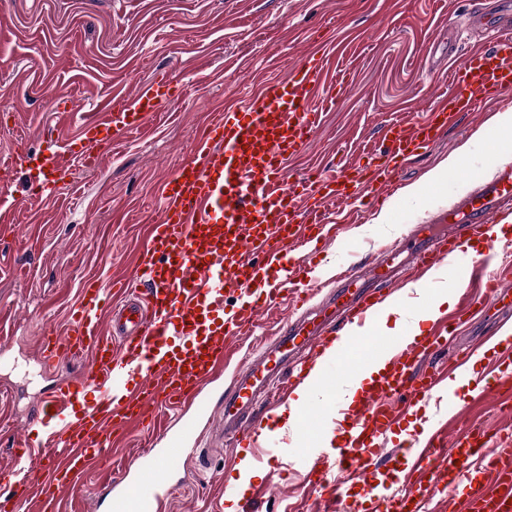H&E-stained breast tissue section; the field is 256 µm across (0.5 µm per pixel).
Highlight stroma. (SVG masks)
<instances>
[{
    "mask_svg": "<svg viewBox=\"0 0 512 512\" xmlns=\"http://www.w3.org/2000/svg\"><path fill=\"white\" fill-rule=\"evenodd\" d=\"M473 7L474 0H0V155L20 141L44 147L48 127L62 138L74 133L75 122L53 110L57 96H69L88 112L111 94L133 92L159 70L168 71L181 91L146 132L103 151L97 167L79 173L74 184L35 196L24 174L15 176L17 231L0 239V268L8 270L0 275V302L15 308L5 338L10 353L0 357V408L13 410L11 432L24 430L56 383L36 361L45 327L67 321L86 280L126 272L141 226L156 217L158 186L188 158L209 119L322 48L330 57L329 75L348 74L349 85L290 170L332 171L355 163L381 148L385 123L420 116L449 89L439 36L448 24L462 25ZM509 108L512 93L477 97L474 112L398 175L401 187L421 183L428 206L418 208L401 193L365 199L362 222L313 253L312 278L327 282L337 265L369 260L371 241L400 236L492 175L512 152V136L492 130L491 118ZM467 142L471 153L454 167L458 186L444 179L424 182L426 172ZM383 209L391 223H376ZM486 252V243L478 242L475 252L459 253L449 271L425 280V294L453 291L443 317L458 312L475 257ZM499 320L490 310L461 325L448 349L428 358L427 366L440 365ZM481 374L491 385L507 384L512 363L487 351L474 370L456 375L446 404H413L387 435L386 449L407 447L409 435L458 413L484 422L496 434L495 446L511 445L512 422L492 403L473 402L470 378ZM316 414L306 411L301 436L285 441L273 434V443L284 449L259 463L261 476L250 487L237 489L242 512L326 508L324 499L304 496V457L321 432ZM200 447L199 455L177 462L162 512H214L223 484L235 483L240 460L220 438L204 434ZM259 485L266 489L261 497Z\"/></svg>",
    "mask_w": 512,
    "mask_h": 512,
    "instance_id": "stroma-1",
    "label": "stroma"
}]
</instances>
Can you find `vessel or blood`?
I'll return each instance as SVG.
<instances>
[{"instance_id":"vessel-or-blood-1","label":"vessel or blood","mask_w":512,"mask_h":512,"mask_svg":"<svg viewBox=\"0 0 512 512\" xmlns=\"http://www.w3.org/2000/svg\"><path fill=\"white\" fill-rule=\"evenodd\" d=\"M466 28L489 47L451 68L453 90L424 116L386 124L382 148L366 163L331 174L288 169L344 89L343 82L326 81L321 50L207 124L189 157L160 184L159 217L144 225L130 270L119 279H89L67 324L44 332L37 361L61 377L31 415L27 433L11 437L14 462L0 466L9 512H78L82 478L96 464L107 488L106 512H155L173 464L201 425L218 431L227 446L272 453L261 406L288 401L336 327L359 332L379 303V285L402 289L446 270L467 239L512 214V166L505 165L441 210L435 222L447 232L401 235L377 250L372 265L344 267L330 293L308 281L311 242L346 230L361 197L394 191L404 164L474 111L477 96L512 91V0L473 11ZM170 99L168 74L154 73L133 94L94 108L73 136L36 152L11 151L0 158V169L24 172L32 186L71 184L77 163H94L102 150L145 129ZM14 221L15 198L5 182L0 234H12ZM321 293L326 299L313 317L289 319L261 357L238 364L223 410H210L207 393L224 373L229 344L254 335L258 308H274L285 294L297 310ZM490 306L512 311V286L498 274L490 275L485 294L464 298L455 321ZM452 323L442 321L410 343L372 344L370 356L388 357V373L354 412L339 399L322 413L321 427L343 428L341 444L326 459L337 484L353 481L378 455L398 463L397 452H382V439L414 402L444 388L463 365L452 354L447 374L421 368L447 344ZM77 358L84 361L80 376L64 377L63 368ZM142 427L152 432L149 448L122 471L105 468L123 451V436ZM490 439L480 424L430 427L422 442L423 475L399 496L371 486L376 512H424L443 492L456 512H512V454L485 458Z\"/></svg>"}]
</instances>
